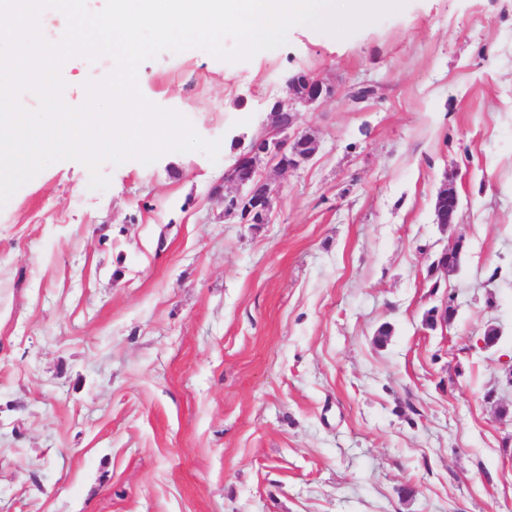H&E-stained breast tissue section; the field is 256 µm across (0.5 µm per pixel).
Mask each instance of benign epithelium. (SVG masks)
<instances>
[{
  "mask_svg": "<svg viewBox=\"0 0 512 512\" xmlns=\"http://www.w3.org/2000/svg\"><path fill=\"white\" fill-rule=\"evenodd\" d=\"M332 93L330 86L314 78L305 95L298 96L295 92H290V106L285 108L280 103H275L269 114L271 133L267 135L268 142L264 149L242 153L235 166L255 172L264 161L275 162L280 171L300 167L316 152L318 143L313 136L300 130L297 107H310ZM225 182L235 185L236 192L224 197V219L238 217L247 224L252 216L258 214L262 221H267L274 195V190L267 181H260L257 188L249 186L237 181L234 169L231 168L225 173Z\"/></svg>",
  "mask_w": 512,
  "mask_h": 512,
  "instance_id": "benign-epithelium-1",
  "label": "benign epithelium"
}]
</instances>
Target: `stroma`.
<instances>
[{"mask_svg": "<svg viewBox=\"0 0 512 512\" xmlns=\"http://www.w3.org/2000/svg\"><path fill=\"white\" fill-rule=\"evenodd\" d=\"M113 68L68 60L65 102ZM140 70L219 154L107 162L103 191L59 161L0 208V512H512V0ZM299 71L335 89L300 113L318 148L260 166L267 223L225 219L224 173Z\"/></svg>", "mask_w": 512, "mask_h": 512, "instance_id": "stroma-1", "label": "stroma"}]
</instances>
